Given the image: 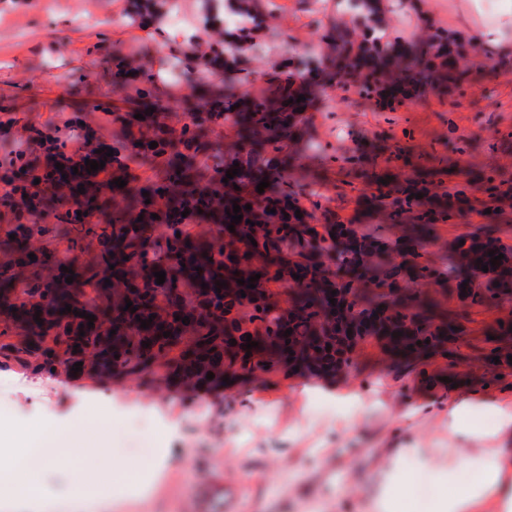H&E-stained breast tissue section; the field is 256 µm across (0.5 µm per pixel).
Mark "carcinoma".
Instances as JSON below:
<instances>
[{"mask_svg": "<svg viewBox=\"0 0 512 512\" xmlns=\"http://www.w3.org/2000/svg\"><path fill=\"white\" fill-rule=\"evenodd\" d=\"M255 2L236 0L231 8L250 27L224 31L233 38L230 52L214 54L207 64L216 88L202 87L175 49L160 60L178 71L171 83L189 90L180 101L188 122L169 127L171 102L152 75H143L134 92L112 107V121L134 134L115 139L112 147L130 154L131 164L101 184L77 181L66 165L37 196L28 223L0 224V368L27 376L75 374L105 384L134 380L187 397L222 394L225 377L248 382L273 372L334 375L349 367L355 348H326L337 320L349 314L360 344L402 333L382 352L395 363L420 367L421 382L428 384L427 361L410 360L416 349L428 361L442 359L452 367L461 356L448 343V329L472 331L473 315L491 297L512 303V245L503 242L497 221L498 204L512 199V183L494 172L446 190L444 155L433 172L397 182L368 170L356 223L331 210L322 193L288 177L304 156L323 151L307 133V111L323 91L353 90L391 110L422 99L427 90L459 96L470 81L464 60L471 43L429 24L421 38L385 42L386 0H361L373 26L330 24L308 57L289 61L288 75L277 77L268 94L255 96L244 88L238 68L240 58L257 48L256 33L269 14L266 7L252 11ZM300 95L305 100L297 101ZM152 142L158 143L154 149ZM144 166L154 174H138ZM234 168L240 173L223 182ZM118 178L126 186L117 187ZM264 179L269 186L259 193ZM55 189L71 194L76 205L74 212L55 216L48 233L41 216L56 210ZM235 204L243 218L232 233L226 211ZM466 214L483 220L478 231L449 250H429L438 227ZM34 243L54 255L53 267L44 268L41 256L29 258ZM490 251L504 255L494 268ZM159 271L166 273L160 285L154 277ZM255 274L257 290L241 296L237 280ZM222 281L226 286L218 293ZM128 300L136 312L125 309ZM284 302L294 338L290 354L277 344L282 320L276 308ZM67 304L71 311L60 313ZM76 310L94 315L93 326ZM187 311L198 316L193 327L176 320ZM37 315L43 323L35 322ZM143 320L151 321L149 328L141 327ZM482 333L494 337V346L479 355L512 367V317ZM249 334L258 343L250 350ZM226 336L237 337L241 349L224 350ZM315 336L322 337L316 353L310 342ZM77 362L82 370L75 373Z\"/></svg>", "mask_w": 512, "mask_h": 512, "instance_id": "obj_1", "label": "carcinoma"}]
</instances>
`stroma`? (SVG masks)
<instances>
[{
    "instance_id": "35a3bbf8",
    "label": "stroma",
    "mask_w": 512,
    "mask_h": 512,
    "mask_svg": "<svg viewBox=\"0 0 512 512\" xmlns=\"http://www.w3.org/2000/svg\"><path fill=\"white\" fill-rule=\"evenodd\" d=\"M281 9L261 35V50L246 58L247 89L264 94L284 40L318 43L323 25L339 20L337 0H279ZM416 8L387 15L388 38L417 37L422 23L471 34L496 19L498 0L484 14L471 0H419ZM129 0H0V113L47 120L81 113L94 122L119 97L113 91L110 58L100 41L135 59L137 72L159 73L156 27L123 25ZM471 82L460 99L437 92L397 110L374 105L355 92L326 90L309 113L307 130L327 148L356 151L365 163L388 168L398 179L432 168L445 152L459 170L491 168L512 181V71H490L483 57L470 64ZM404 158L389 161L394 140ZM295 181L319 188L346 219L360 213L358 177L326 156L303 161ZM0 371V428L34 432L43 426L111 425L113 456L142 465L115 479L109 500L94 490L69 489L44 496L0 491V512H204L202 494L224 480L241 485V512H369L380 496L376 442L396 408L447 397L444 387L420 383L414 369L392 366L375 344L359 349L353 365L331 378L310 374L269 375L184 399L177 392L135 382L100 386L80 378L18 379L7 386ZM330 383L336 389L367 385L379 401L352 428L334 406L303 401L302 385Z\"/></svg>"
}]
</instances>
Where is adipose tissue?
Segmentation results:
<instances>
[{
  "instance_id": "1",
  "label": "adipose tissue",
  "mask_w": 512,
  "mask_h": 512,
  "mask_svg": "<svg viewBox=\"0 0 512 512\" xmlns=\"http://www.w3.org/2000/svg\"><path fill=\"white\" fill-rule=\"evenodd\" d=\"M304 399H321L344 407L346 426H353L372 406L362 391L343 395L318 387L302 388ZM401 422L392 418L391 429L378 446L388 463L384 489L376 512H395L406 497L402 472L425 481L436 493L430 512H512V468L502 461L512 446V404L497 399H474L448 394V441L434 448H401L396 437ZM112 439L111 429L68 432L46 430L15 438L17 456L0 468V484L30 494L39 491V479L66 461H78V483L96 487L102 495L112 491V477L125 472V464L109 459L100 466L102 448Z\"/></svg>"
}]
</instances>
